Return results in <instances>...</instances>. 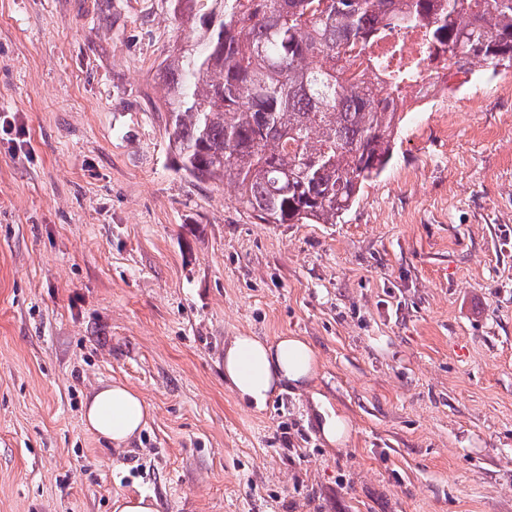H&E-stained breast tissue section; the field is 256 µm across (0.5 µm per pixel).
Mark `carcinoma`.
Wrapping results in <instances>:
<instances>
[{
  "instance_id": "carcinoma-1",
  "label": "carcinoma",
  "mask_w": 512,
  "mask_h": 512,
  "mask_svg": "<svg viewBox=\"0 0 512 512\" xmlns=\"http://www.w3.org/2000/svg\"><path fill=\"white\" fill-rule=\"evenodd\" d=\"M189 35L163 67L178 169L234 186L262 224H336L392 158L390 90L348 74L352 47L428 30L426 61L512 67V0H177Z\"/></svg>"
}]
</instances>
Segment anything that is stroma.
<instances>
[{
  "instance_id": "stroma-1",
  "label": "stroma",
  "mask_w": 512,
  "mask_h": 512,
  "mask_svg": "<svg viewBox=\"0 0 512 512\" xmlns=\"http://www.w3.org/2000/svg\"><path fill=\"white\" fill-rule=\"evenodd\" d=\"M170 0H0V512H512V69L409 112L337 224L178 171ZM304 337L246 410L224 343ZM124 384L145 427L81 423ZM345 415L342 447L321 408ZM146 418L147 407L141 396L118 383L100 385L83 407L87 429L116 448L129 445L144 427ZM323 421L320 423V429L323 437L329 444L342 446L348 439V422L341 415L322 413ZM155 497L140 495L120 497L114 501V512H159Z\"/></svg>"
}]
</instances>
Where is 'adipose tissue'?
<instances>
[{
	"instance_id": "obj_1",
	"label": "adipose tissue",
	"mask_w": 512,
	"mask_h": 512,
	"mask_svg": "<svg viewBox=\"0 0 512 512\" xmlns=\"http://www.w3.org/2000/svg\"><path fill=\"white\" fill-rule=\"evenodd\" d=\"M316 372L315 352L300 336H281L269 342L238 335L224 347V381L247 409H263L286 388H306ZM146 418L141 396L118 383L100 385L83 407L87 429L118 448L130 444Z\"/></svg>"
}]
</instances>
